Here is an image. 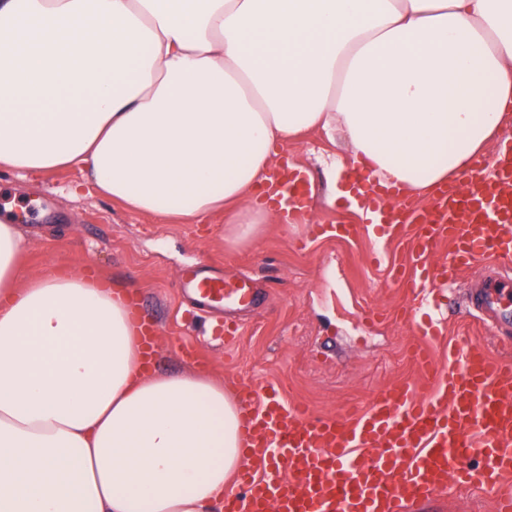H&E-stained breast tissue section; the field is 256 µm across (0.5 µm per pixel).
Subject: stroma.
I'll list each match as a JSON object with an SVG mask.
<instances>
[{"label":"stroma","instance_id":"35a3bbf8","mask_svg":"<svg viewBox=\"0 0 512 512\" xmlns=\"http://www.w3.org/2000/svg\"><path fill=\"white\" fill-rule=\"evenodd\" d=\"M335 154L345 171L354 163L344 138L329 142L319 131L277 146L275 160L308 170L320 201L298 224L268 214L259 238L235 244L224 237V216L205 224H162L83 189L79 169L67 168L33 182L0 171V202L20 224L27 274L47 267L71 273L89 268L104 285L120 284L140 296L139 318L152 323L161 346L152 371L192 369L179 350L196 331L183 313L180 276L197 271L211 277H242L261 292L253 310L236 316L241 327L230 346L211 349L208 375L222 381L245 378L278 387L288 400L318 414L368 405L386 383L412 378L418 343L410 322L399 319L402 289L391 286L371 257L386 246L400 257L402 239L386 243L363 235L349 241H312L317 224H359L363 212L350 202L329 205L321 158ZM480 276L444 294L449 335L469 331L512 359V337L484 330L468 312V297ZM405 512H493L482 493L457 490L407 504Z\"/></svg>","mask_w":512,"mask_h":512}]
</instances>
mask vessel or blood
I'll return each mask as SVG.
<instances>
[{
	"label": "vessel or blood",
	"mask_w": 512,
	"mask_h": 512,
	"mask_svg": "<svg viewBox=\"0 0 512 512\" xmlns=\"http://www.w3.org/2000/svg\"><path fill=\"white\" fill-rule=\"evenodd\" d=\"M350 178L360 194L384 191L364 170ZM265 193L284 223L313 209L309 175L289 164L270 169ZM369 220L404 238L403 263L387 270L404 288L403 313L423 340L413 351L417 375L386 384L367 408L320 416L276 387L236 382L246 463L224 494V512H399L452 485L482 492L495 512H512V362L469 336L449 340L442 364L424 345L442 336L437 290L479 267L487 276L470 304L480 322L495 327L512 316V278L495 273L512 262V137L438 189L428 207L399 194L392 205H375ZM181 287L205 314L258 302L242 278L192 272Z\"/></svg>",
	"instance_id": "obj_1"
}]
</instances>
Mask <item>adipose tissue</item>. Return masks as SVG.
<instances>
[{"instance_id": "obj_1", "label": "adipose tissue", "mask_w": 512, "mask_h": 512, "mask_svg": "<svg viewBox=\"0 0 512 512\" xmlns=\"http://www.w3.org/2000/svg\"><path fill=\"white\" fill-rule=\"evenodd\" d=\"M512 116V0H0V169L65 167L161 223L248 200L272 148L343 133L411 196ZM0 222V512H213L244 464L223 383L145 368L121 288L23 272Z\"/></svg>"}]
</instances>
